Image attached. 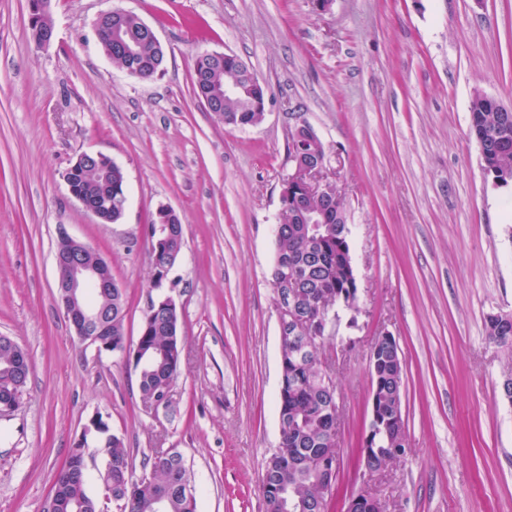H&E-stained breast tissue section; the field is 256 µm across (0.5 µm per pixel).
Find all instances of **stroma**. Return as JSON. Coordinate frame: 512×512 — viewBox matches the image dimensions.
Returning <instances> with one entry per match:
<instances>
[{
    "label": "stroma",
    "mask_w": 512,
    "mask_h": 512,
    "mask_svg": "<svg viewBox=\"0 0 512 512\" xmlns=\"http://www.w3.org/2000/svg\"><path fill=\"white\" fill-rule=\"evenodd\" d=\"M121 9L157 33L161 71L141 80L104 54L95 20ZM54 40L35 45L28 0H0V335L30 358L18 408L0 417V512H43L95 416L132 452L180 451L197 512H263L279 440L281 339L269 284L288 137L307 122L347 210L360 292L322 355L339 398L340 466L329 512L365 490L386 512H512V357L488 314L512 312V188L495 186L469 134L475 93L512 105V0H52ZM229 53L267 87L261 122L224 125L192 85L201 53ZM126 175L103 224L64 176L81 153ZM185 245L165 289L148 252L155 211ZM95 247L125 288L126 345L171 296L184 357L170 403L144 408L121 352L82 342L58 301L60 233ZM395 337L405 362V456L359 462L369 349Z\"/></svg>",
    "instance_id": "obj_1"
}]
</instances>
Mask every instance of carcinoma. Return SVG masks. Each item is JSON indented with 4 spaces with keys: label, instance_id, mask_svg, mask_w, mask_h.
<instances>
[{
    "label": "carcinoma",
    "instance_id": "cac0c4a2",
    "mask_svg": "<svg viewBox=\"0 0 512 512\" xmlns=\"http://www.w3.org/2000/svg\"><path fill=\"white\" fill-rule=\"evenodd\" d=\"M126 38L135 43L136 57L128 61L111 51L112 33L109 27L98 31L104 52H112V62L122 69H133L131 75L149 79L160 71L156 66L157 49L140 32V18L131 15L125 20ZM244 68L233 56L213 61L200 55L193 68L195 93H204L216 100L223 115L233 127L250 126L260 122L266 90L260 84L242 85L234 95L225 93L231 77ZM512 131V114L498 112L494 101L477 93L470 106L469 132L483 143L482 167L486 174L512 185V134H501L503 126ZM293 149L304 159L326 153L321 140L312 136L293 141ZM75 191L100 203L114 202L112 222L122 218L123 211L115 202L123 192L125 175L112 165V180L92 169H75L72 174ZM299 192L291 191L288 204L280 209L277 229V250L271 268V281L275 296L285 292L295 304V314L302 319L309 343L308 355L300 358L293 354L290 341L282 344L281 368L285 387L279 392L280 441L278 448L264 461L262 469V497L264 512H281L280 499L286 491L300 501L296 512H327L330 494L325 492L323 480L337 474L339 452L336 436V386L333 380L321 376L316 359L321 357V346L330 339L318 320L344 295L357 289L355 267L346 237V222L337 218L343 209L342 201L331 196L330 201H308L314 209L318 223L301 224L293 204ZM178 214H163L149 225L150 255L155 279L170 263V253L157 245L154 226L179 224ZM100 305L112 308V350L124 347V320L126 312L125 290L112 288V299L100 300ZM488 340L512 351V319L501 321L491 315L484 321ZM179 317L161 310L150 313L142 323L138 340V387L141 398L151 400L174 381L182 360ZM20 346L6 336H0V371L7 368ZM402 358L401 351L375 340L369 351L370 373L378 374L374 387L376 405L387 417L401 421L396 414L392 395L396 379L402 378V368L395 367L394 359ZM98 434L102 435V448L109 478L106 490L117 512H154L153 501L163 498L164 512H197L189 507L185 490L193 486V475L183 455L172 450L167 454L155 453L146 458L142 475L134 477L131 452L124 439L109 433V427L98 417ZM360 447L371 449V454L360 457L363 465L379 472L387 464L406 454L407 446L392 448L388 435L373 432L364 435ZM47 512H100L98 501L87 491L86 477L75 470L60 471L53 494L47 502Z\"/></svg>",
    "mask_w": 512,
    "mask_h": 512
}]
</instances>
